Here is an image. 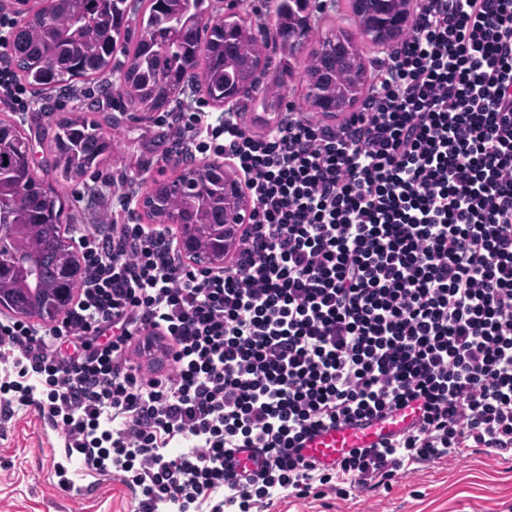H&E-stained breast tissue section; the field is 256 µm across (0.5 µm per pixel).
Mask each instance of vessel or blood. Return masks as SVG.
Segmentation results:
<instances>
[{"mask_svg": "<svg viewBox=\"0 0 512 512\" xmlns=\"http://www.w3.org/2000/svg\"><path fill=\"white\" fill-rule=\"evenodd\" d=\"M410 409H402L382 421H355L328 427L307 436L301 453L309 462L337 466L355 448H371L405 433L412 424Z\"/></svg>", "mask_w": 512, "mask_h": 512, "instance_id": "vessel-or-blood-1", "label": "vessel or blood"}]
</instances>
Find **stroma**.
<instances>
[{"mask_svg":"<svg viewBox=\"0 0 512 512\" xmlns=\"http://www.w3.org/2000/svg\"><path fill=\"white\" fill-rule=\"evenodd\" d=\"M312 32L325 37L337 30L356 31L352 0H317L310 11ZM269 69H283L277 111L263 110L266 77L246 98L230 103L246 128L256 135L269 132L282 113L293 110L323 125L331 117L309 110L304 100L302 75L307 55L297 52L283 58L276 42H268ZM118 73L75 81L67 91L26 87L32 105L19 111L0 99V118L12 121L31 137L38 175L56 181L52 170L54 135L64 119L86 116L104 130L116 132L112 151L80 179L65 183L69 197L65 233L70 243L93 228L109 223L114 194L113 180L126 176L136 197H144L154 181L175 179L183 170L177 158L166 157L171 143L167 126L157 113H132L116 96ZM89 485L83 496L63 490L61 479ZM132 497L119 478L101 482L74 463L66 462L61 434L51 430L34 408L0 415V512H131ZM267 512H512V456L496 455L479 448L448 456L441 462L409 471L394 479L389 488L355 492L347 497L332 491L304 498L274 501Z\"/></svg>","mask_w":512,"mask_h":512,"instance_id":"1","label":"stroma"}]
</instances>
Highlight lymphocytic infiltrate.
<instances>
[{
    "mask_svg": "<svg viewBox=\"0 0 512 512\" xmlns=\"http://www.w3.org/2000/svg\"><path fill=\"white\" fill-rule=\"evenodd\" d=\"M164 120L175 153L243 175L232 254L203 270L141 224L82 235L64 316L0 322V411L35 408L134 512H262L342 476L377 489L466 448L512 453V0H418L337 125L292 112L258 136L185 105ZM133 344L168 369L141 374ZM413 403L414 431L383 447L331 469L300 454L311 432Z\"/></svg>",
    "mask_w": 512,
    "mask_h": 512,
    "instance_id": "1",
    "label": "lymphocytic infiltrate"
}]
</instances>
